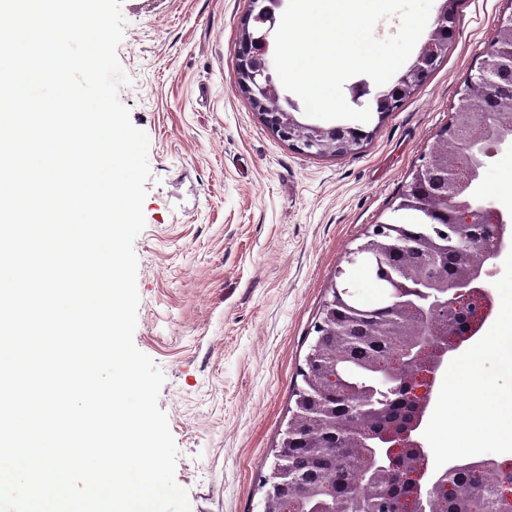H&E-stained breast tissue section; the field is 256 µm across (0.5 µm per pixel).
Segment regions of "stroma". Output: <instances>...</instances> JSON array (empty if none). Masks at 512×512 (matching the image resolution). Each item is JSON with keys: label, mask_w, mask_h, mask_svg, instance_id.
Listing matches in <instances>:
<instances>
[{"label": "stroma", "mask_w": 512, "mask_h": 512, "mask_svg": "<svg viewBox=\"0 0 512 512\" xmlns=\"http://www.w3.org/2000/svg\"><path fill=\"white\" fill-rule=\"evenodd\" d=\"M248 0H123L120 90L149 141L136 238L135 346L159 395L190 512H262V481L301 386L314 324L344 270L365 307L379 287L348 258L397 205L512 0H459L442 63L397 111L371 116L353 154L310 157L280 140L234 89ZM482 192L512 212V150Z\"/></svg>", "instance_id": "obj_1"}]
</instances>
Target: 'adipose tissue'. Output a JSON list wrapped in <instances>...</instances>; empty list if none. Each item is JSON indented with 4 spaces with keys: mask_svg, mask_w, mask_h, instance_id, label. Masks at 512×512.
Returning <instances> with one entry per match:
<instances>
[{
    "mask_svg": "<svg viewBox=\"0 0 512 512\" xmlns=\"http://www.w3.org/2000/svg\"><path fill=\"white\" fill-rule=\"evenodd\" d=\"M490 357L497 358L501 375L512 377V309L446 375L449 388H472L481 397L479 406L448 412V445L460 453L475 454L489 439L512 446V392L484 377L482 364Z\"/></svg>",
    "mask_w": 512,
    "mask_h": 512,
    "instance_id": "adipose-tissue-1",
    "label": "adipose tissue"
}]
</instances>
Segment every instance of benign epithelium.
Instances as JSON below:
<instances>
[{
	"label": "benign epithelium",
	"mask_w": 512,
	"mask_h": 512,
	"mask_svg": "<svg viewBox=\"0 0 512 512\" xmlns=\"http://www.w3.org/2000/svg\"><path fill=\"white\" fill-rule=\"evenodd\" d=\"M285 0H249V12L241 24L237 41V62L234 89L244 94L266 125L281 140L303 154L321 156L327 151H345L361 145L369 132L360 126L324 127L300 121L296 103L281 92L272 74L271 36L283 14ZM454 0H445L438 11L431 32L421 45L413 64L388 90L375 95L376 112L383 115L395 111L416 87L427 79L448 52L456 28ZM512 13L501 19L486 57L477 69V82L486 87L485 94L471 96L464 89L467 119L452 120L440 134L457 146L465 164L457 165L433 152L423 156L417 166L402 206H423L434 197L440 205L431 209L425 224L418 225L413 236L431 243L430 262L441 268L429 278L406 274L410 253L390 243L395 234L406 230L403 224H377L369 240L360 247L363 262L378 281L390 279L391 270L399 273L393 288L397 293L413 296V309L438 315L448 340L439 343L432 325H418L396 365H379L376 384L368 387L374 395H392L404 399L413 408L407 422L394 420L387 426L364 428V445L374 473L373 485L385 498V512H440L437 491L448 487V478L463 471H482L497 475L503 487H512V463L495 458L460 463L412 473L404 484L400 476L403 452L407 448L425 455L422 442L424 418L432 400L437 381L447 373L451 363L481 330L492 314L491 285L498 273L494 259L512 252V235L508 226L512 214L496 207L481 193L469 206L456 203L448 187L464 179L479 181L491 160L503 150L512 149V131L498 139L485 137L486 131L499 124L502 106L512 108V69H498L500 56L512 59ZM354 295L349 288L334 289V296L325 309V316L314 325L316 338L301 370L307 381L314 379L315 394L304 397L307 405L333 403L337 421H357V397L336 388V370L346 360H357L359 354L343 343L330 357L323 348L328 337L336 335L335 323L346 317L344 298ZM318 447L305 427L288 430L283 448L276 451V462L266 480L269 488L264 497L263 512H282L286 501H298V494L312 487L311 449ZM330 458L352 460L357 445L346 437H334L329 444ZM329 498L336 502L337 512H369L362 499L354 493L351 471L345 467L336 472V481L329 487Z\"/></svg>",
	"instance_id": "1"
}]
</instances>
